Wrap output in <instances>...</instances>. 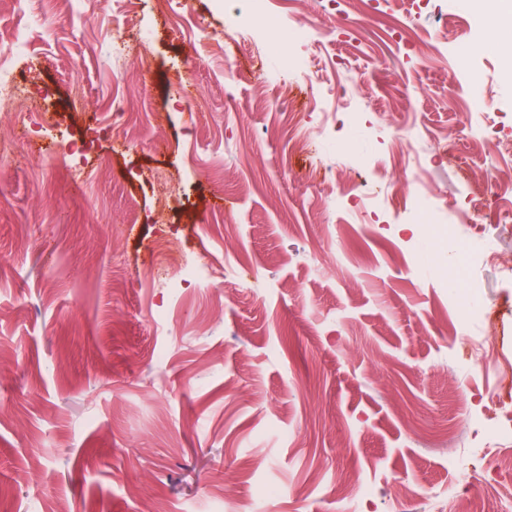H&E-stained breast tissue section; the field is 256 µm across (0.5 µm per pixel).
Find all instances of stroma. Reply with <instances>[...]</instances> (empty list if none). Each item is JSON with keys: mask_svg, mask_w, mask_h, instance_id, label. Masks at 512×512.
Returning a JSON list of instances; mask_svg holds the SVG:
<instances>
[{"mask_svg": "<svg viewBox=\"0 0 512 512\" xmlns=\"http://www.w3.org/2000/svg\"><path fill=\"white\" fill-rule=\"evenodd\" d=\"M475 3L428 0L413 18L345 0L343 24L270 0L315 26L297 49L323 85L355 64L352 132L332 93L302 107L255 79L279 35L230 33L241 0L178 17L165 0H0L1 38L21 11L41 20L15 63L38 123L0 120V512H212L228 495L234 512H437L492 494L512 512V442L498 473L453 479L492 399L512 418V150L486 135L512 140V23H480ZM143 24L152 46L118 60L116 28ZM477 87L494 111L473 109ZM416 191L486 247L473 277L499 323L475 374L482 331L458 330L451 252H417L402 228ZM165 235L222 282L175 297L146 279Z\"/></svg>", "mask_w": 512, "mask_h": 512, "instance_id": "35a3bbf8", "label": "stroma"}]
</instances>
